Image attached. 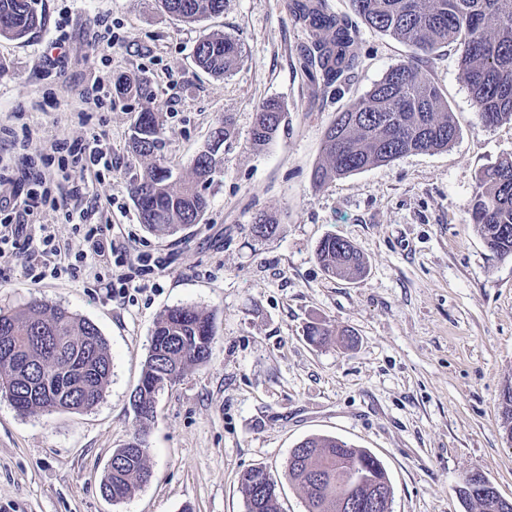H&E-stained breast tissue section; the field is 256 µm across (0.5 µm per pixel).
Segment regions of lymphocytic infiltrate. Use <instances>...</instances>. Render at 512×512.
<instances>
[{"mask_svg":"<svg viewBox=\"0 0 512 512\" xmlns=\"http://www.w3.org/2000/svg\"><path fill=\"white\" fill-rule=\"evenodd\" d=\"M68 153L78 161L91 166H99L106 160L102 151L85 150V148H68L66 142H58L50 155L43 158V170L34 174H24L16 180L8 191L0 193V259L8 260L16 256L18 251H28L33 255L34 264L30 268L29 279L37 284L49 277H58L61 273L77 275L86 269L87 257L94 256L104 263L114 264L117 274L112 287L119 294H126L132 288L135 274L148 275L164 271L162 259H150L140 254L130 256L115 254L112 242L108 238V227L104 224H87L83 227V238L87 246L84 253L75 255L73 261L63 262L61 250L54 233L48 225H40L38 233H30L26 225L12 223L9 214L14 210H22L24 215L32 216L49 206H56L57 199L49 186L46 167L52 166L56 154Z\"/></svg>","mask_w":512,"mask_h":512,"instance_id":"obj_1","label":"lymphocytic infiltrate"}]
</instances>
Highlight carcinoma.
Returning a JSON list of instances; mask_svg holds the SVG:
<instances>
[{
    "mask_svg": "<svg viewBox=\"0 0 512 512\" xmlns=\"http://www.w3.org/2000/svg\"><path fill=\"white\" fill-rule=\"evenodd\" d=\"M163 10L184 22L224 12L225 0H159ZM299 19L312 31L303 50V67L330 88L350 78L359 66V30L349 19L325 12L323 0H295ZM368 27L413 47V54L391 67L327 128L324 160L313 173L316 187L327 181L410 153L448 148L458 130L438 87L424 72V56L452 45L473 106L483 125L512 124V0H350ZM39 0H0V38L22 39L44 25ZM196 62L222 76L238 61L237 44L211 36L195 47ZM116 91L149 96L148 81L121 78ZM284 119L279 102L267 100L256 112L253 146L268 144ZM164 129L158 113L137 115L130 143L146 161L134 187L140 221L152 232L172 235L199 223L208 208L203 192L215 173L216 157L199 153L185 175L173 174L161 149ZM470 222L499 257L512 256V156L479 172ZM274 216L261 213L251 231L269 237ZM317 256L332 277L357 279L366 272L358 247L336 235L323 238ZM214 340L211 316L191 306L167 310L155 323L140 381L130 406L140 425L132 439L112 454L101 483L114 501L148 482L142 425L151 421L158 394L186 371L206 362ZM112 375V359L98 327L60 305L41 301L17 311L0 309V392L24 414L79 412L102 399ZM363 474L370 483H387L381 461L364 448L334 436H314L290 451L288 479L306 495L307 512H336L345 476ZM247 512H279L277 483L259 467L240 476Z\"/></svg>",
    "mask_w": 512,
    "mask_h": 512,
    "instance_id": "1",
    "label": "carcinoma"
}]
</instances>
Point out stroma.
Segmentation results:
<instances>
[{
	"label": "stroma",
	"instance_id": "35a3bbf8",
	"mask_svg": "<svg viewBox=\"0 0 512 512\" xmlns=\"http://www.w3.org/2000/svg\"><path fill=\"white\" fill-rule=\"evenodd\" d=\"M46 23L20 40L0 38V177L20 178L54 141L99 140L112 157L100 175L56 169L51 225L63 251L83 247L81 209L109 225L117 252L162 257L163 273L140 292L112 290L113 268L33 284L28 261L0 264V308L32 300L67 307L105 337L112 375L102 400L75 413L19 412L0 397V512H246L238 482L249 468L279 480L281 512H306L285 478L291 448L335 436L375 454L392 488L391 512H479L458 494L483 471L512 501V443L500 394L512 381V259L492 253L470 222L475 177L512 155V124L481 125L453 46L424 59L459 129L448 149L408 154L314 187L337 112L365 94L411 47L359 28L360 64L330 90L299 63L310 31L293 0H226L193 23L156 0H42ZM222 35L241 51L226 74L194 61L196 44ZM145 78L152 101L115 97L118 78ZM99 95L103 108L83 96ZM285 118L256 149L262 102ZM160 112L162 155L186 173L219 118L230 133L206 185L199 223L172 236L141 224L130 187L144 168L130 148L145 107ZM277 231L252 236L256 213ZM353 242L366 261L357 280L331 277L316 256L326 235ZM211 314L208 360L157 397L145 433L151 480L125 499L100 484L113 452L131 440L130 395L157 319L174 306ZM336 335L313 343L307 328ZM351 331L352 345L338 333Z\"/></svg>",
	"mask_w": 512,
	"mask_h": 512
}]
</instances>
